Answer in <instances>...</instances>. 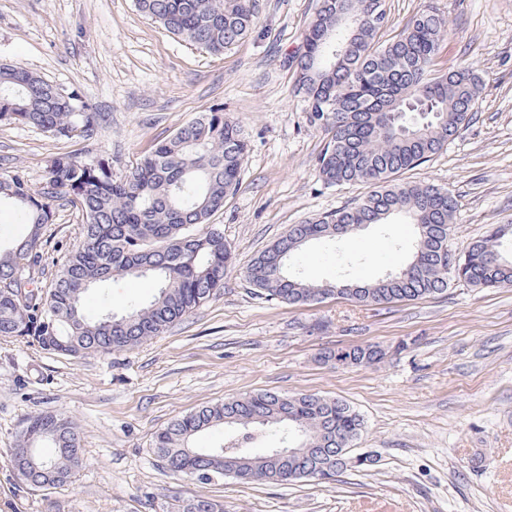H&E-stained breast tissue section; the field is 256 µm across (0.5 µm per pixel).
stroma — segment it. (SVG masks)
<instances>
[{
	"label": "stroma",
	"mask_w": 512,
	"mask_h": 512,
	"mask_svg": "<svg viewBox=\"0 0 512 512\" xmlns=\"http://www.w3.org/2000/svg\"><path fill=\"white\" fill-rule=\"evenodd\" d=\"M316 0H260V19L221 55L190 46L140 13L134 0H0V62L79 90L103 119L88 139H54L0 124V179L43 185L47 161L102 159L122 175L155 143L201 113L238 122L249 153L239 185L210 227L232 263L224 286L163 335L106 357L50 354L0 339V512H171L209 498L224 512H512V288L453 281L444 294L364 306L340 297L296 306L258 296L244 274L294 224L357 202L367 186L325 185L326 134L310 126L285 57ZM389 29L418 10L446 23L435 60L472 68L483 91L455 140L404 180L448 188L458 200L448 246L463 252L489 225L512 222V0H387ZM81 241L67 198L43 235L39 280L49 285ZM410 224H372L354 239L313 244L294 260L305 280L368 281L403 266ZM147 283L96 285L88 314L123 312ZM373 344L372 366L323 363L324 352ZM319 394L364 420L352 466L327 483L211 482L171 474L154 433L198 407L254 392ZM69 416L84 465L63 489L33 490L9 466L24 421Z\"/></svg>",
	"instance_id": "stroma-1"
}]
</instances>
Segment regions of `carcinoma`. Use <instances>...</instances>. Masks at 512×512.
I'll return each instance as SVG.
<instances>
[{
	"instance_id": "cac0c4a2",
	"label": "carcinoma",
	"mask_w": 512,
	"mask_h": 512,
	"mask_svg": "<svg viewBox=\"0 0 512 512\" xmlns=\"http://www.w3.org/2000/svg\"><path fill=\"white\" fill-rule=\"evenodd\" d=\"M378 0H317L297 49L285 58L295 93L305 106L327 115L310 120L327 135L317 169L328 186L365 184L372 190L351 207L294 224L247 267L246 282L259 296L306 305L326 295L365 305L441 295L451 280L478 288H512V259L502 260L507 224L492 227L448 265V244L457 200L431 182H402L398 175L420 165L456 138L481 92L469 68L440 74L434 61L446 30L440 17L422 10L389 40L372 21ZM137 9L168 33L213 55H222L254 29L258 0H135ZM99 113L78 90L58 87L20 66L0 64V124H17L56 139L93 135ZM420 129L415 137L400 127ZM248 143L241 126L221 109L202 113L144 154L128 173L115 177L103 161L71 155L49 160L43 194L17 175L0 181V204L14 208L27 234L0 248V338H22L41 350L73 358L107 356L159 336L221 287L231 253L216 229L196 233L224 208L240 180ZM82 212L81 242L57 270L49 291L18 299L6 282L35 283L42 261L43 230L59 195ZM417 218V265L404 266L359 288L348 282L311 283L289 272L305 246L355 233L358 224ZM116 276L147 280L157 288L144 304L122 314L85 313L89 289ZM383 351L353 346L324 356L350 366L379 362ZM364 422L346 402L316 394L256 393L204 406L170 422L153 437L154 454L179 476L209 482L230 475L245 481L291 482L320 468L338 474L350 465V443ZM224 429L215 448H195L199 434ZM278 428L295 455L254 450L267 430ZM81 436L68 417L46 411L24 422L18 454L45 459L50 478L23 473L25 484L44 489L70 485L83 467ZM178 512H223L211 499L178 505Z\"/></svg>"
}]
</instances>
